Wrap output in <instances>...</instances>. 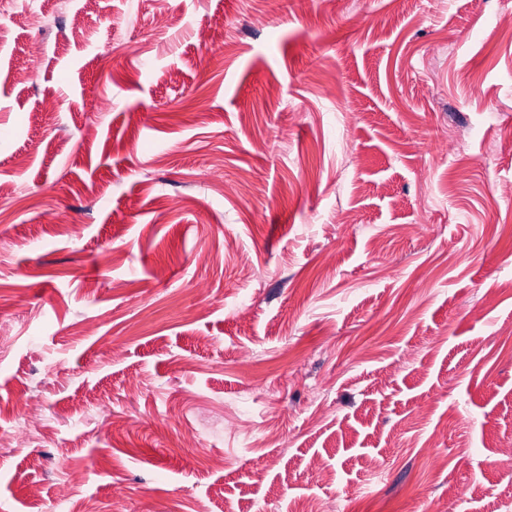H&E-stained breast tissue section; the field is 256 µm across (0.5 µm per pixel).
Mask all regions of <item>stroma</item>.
Returning a JSON list of instances; mask_svg holds the SVG:
<instances>
[{
	"mask_svg": "<svg viewBox=\"0 0 512 512\" xmlns=\"http://www.w3.org/2000/svg\"><path fill=\"white\" fill-rule=\"evenodd\" d=\"M79 7L0 0V512H512V0Z\"/></svg>",
	"mask_w": 512,
	"mask_h": 512,
	"instance_id": "1",
	"label": "stroma"
}]
</instances>
